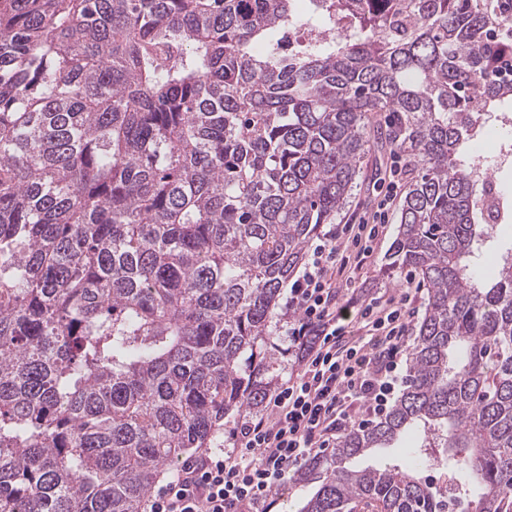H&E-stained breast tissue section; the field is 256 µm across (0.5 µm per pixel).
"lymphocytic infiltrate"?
Wrapping results in <instances>:
<instances>
[{
	"instance_id": "obj_1",
	"label": "lymphocytic infiltrate",
	"mask_w": 512,
	"mask_h": 512,
	"mask_svg": "<svg viewBox=\"0 0 512 512\" xmlns=\"http://www.w3.org/2000/svg\"><path fill=\"white\" fill-rule=\"evenodd\" d=\"M379 224L330 228L288 289L294 368L233 432L229 452L183 463L148 498V512H270L291 469L382 416L409 376L403 288L379 296L348 267V243L376 238Z\"/></svg>"
}]
</instances>
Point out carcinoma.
<instances>
[{
	"label": "carcinoma",
	"instance_id": "cac0c4a2",
	"mask_svg": "<svg viewBox=\"0 0 512 512\" xmlns=\"http://www.w3.org/2000/svg\"><path fill=\"white\" fill-rule=\"evenodd\" d=\"M511 61L498 0H0V512H142L261 405L281 288L374 143L428 300L405 390L291 475L299 512H443L420 450L350 466L414 427L469 512H512V252L470 263L512 218L463 151Z\"/></svg>",
	"mask_w": 512,
	"mask_h": 512
}]
</instances>
